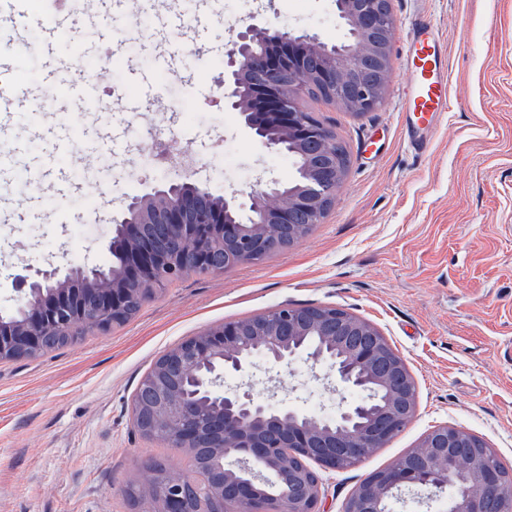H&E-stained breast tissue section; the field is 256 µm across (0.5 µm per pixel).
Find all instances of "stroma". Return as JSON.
Instances as JSON below:
<instances>
[{"label": "stroma", "mask_w": 512, "mask_h": 512, "mask_svg": "<svg viewBox=\"0 0 512 512\" xmlns=\"http://www.w3.org/2000/svg\"><path fill=\"white\" fill-rule=\"evenodd\" d=\"M225 0H141L107 10L83 0L55 45L63 63L54 79L31 74L43 64L34 29L0 24V56L15 55L14 81L43 106L38 122L0 132V152L14 138L25 151L14 177L0 179V205L17 213L0 229V313L17 296L21 264L42 267L40 253L71 230L89 237L76 264L104 265L109 224L124 197L180 178L173 164L133 150L139 138H172L198 165L216 168L225 142L236 147L217 195L249 190L262 178L285 181L292 167L272 168L226 111L216 78L224 44L250 17L267 19L329 44L350 36L336 0H249L238 16ZM397 23L393 74L382 105L353 114L309 96L301 105L347 146L350 166L321 224L302 241L256 264L223 273H191L158 291L123 326L85 333L44 356L0 362V512H140L127 486L142 483L147 463L178 468L186 454L141 436L132 400L142 376L183 339L224 323L292 304L340 307L373 323L404 357L416 386L413 420L383 448L348 469L321 471L320 512L343 505L371 473L394 464L433 426L448 424L482 437L512 471V0H391ZM110 11L93 22L91 14ZM446 39L449 109L430 149L403 144L404 45L413 17ZM177 51L164 68L157 57ZM104 99L110 112H95ZM120 129L111 168L98 164L96 137ZM64 128L69 148L55 174L19 191L17 174L37 166L50 134ZM235 390L305 410L342 394L328 366L305 360L278 368L258 358L233 375Z\"/></svg>", "instance_id": "35a3bbf8"}]
</instances>
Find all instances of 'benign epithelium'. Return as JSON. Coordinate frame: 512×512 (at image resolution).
<instances>
[{
	"mask_svg": "<svg viewBox=\"0 0 512 512\" xmlns=\"http://www.w3.org/2000/svg\"><path fill=\"white\" fill-rule=\"evenodd\" d=\"M336 10L355 36L341 46L266 21L247 24L224 45L218 83L225 106L267 149L300 153L311 147L301 175L287 183L259 181L246 194L218 197L206 183L185 179L126 197L121 224L129 246L121 267L93 280L79 269L22 267L16 280L23 319L6 324L0 317V355L41 350L42 323L77 314L89 292L96 294L104 320L122 314L143 273L157 266L162 231L182 237L194 269L214 273L219 268L210 265V248L217 236L224 239L228 264L238 266L261 262L285 242L304 239L299 212L322 222L327 211L320 205L340 190L343 175L326 162L336 146L333 134L308 118L300 99L307 84L319 80L331 88L329 101L344 109H378L391 76L395 31L389 0H336ZM312 56L322 60L316 73L307 66ZM301 353L315 364H329L336 386L361 397L324 421L286 407L272 411L246 393L212 390L222 375L241 371L255 355L284 366ZM146 387L154 402L133 404V421L142 433L150 434L161 417L174 426L173 447H209L224 459L216 472L192 474L148 464L142 484L147 512H208L186 508V490L201 504L227 505L217 512H320V476L308 465L296 466L293 456L301 453L337 471L384 447L417 405L408 365L382 332L331 306L282 305L248 322L209 328L170 351ZM448 472L475 483L476 493L448 499ZM415 487L446 501L447 512H512V474L490 458L481 437L446 424L426 432L394 465L367 477L343 512H388L395 490Z\"/></svg>",
	"mask_w": 512,
	"mask_h": 512,
	"instance_id": "1",
	"label": "benign epithelium"
}]
</instances>
